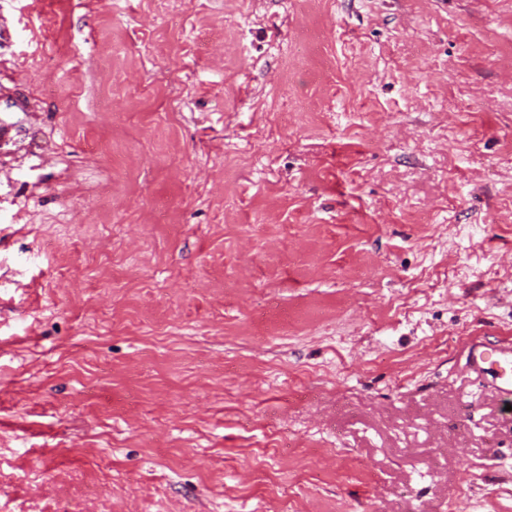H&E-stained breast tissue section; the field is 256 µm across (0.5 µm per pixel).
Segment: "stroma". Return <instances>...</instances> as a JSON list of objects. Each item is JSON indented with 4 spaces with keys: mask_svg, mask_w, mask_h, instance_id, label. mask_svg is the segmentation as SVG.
<instances>
[{
    "mask_svg": "<svg viewBox=\"0 0 512 512\" xmlns=\"http://www.w3.org/2000/svg\"><path fill=\"white\" fill-rule=\"evenodd\" d=\"M512 0H0V512H512ZM468 359L475 369L493 374L503 395L512 396V347L493 349L475 345L469 350Z\"/></svg>",
    "mask_w": 512,
    "mask_h": 512,
    "instance_id": "obj_1",
    "label": "stroma"
}]
</instances>
